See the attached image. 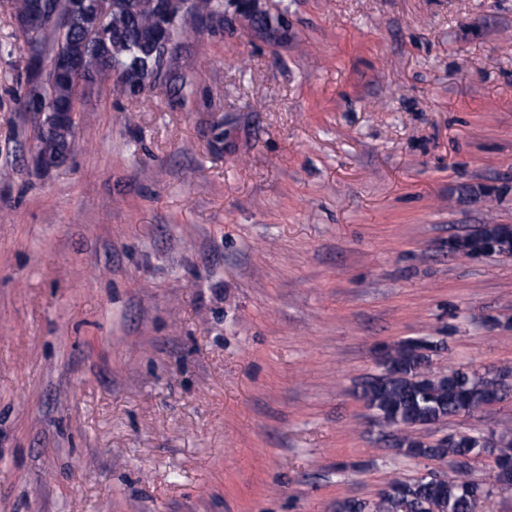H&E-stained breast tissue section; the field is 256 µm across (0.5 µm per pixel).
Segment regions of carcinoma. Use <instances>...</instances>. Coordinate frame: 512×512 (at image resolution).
Returning <instances> with one entry per match:
<instances>
[{"label": "carcinoma", "instance_id": "cac0c4a2", "mask_svg": "<svg viewBox=\"0 0 512 512\" xmlns=\"http://www.w3.org/2000/svg\"><path fill=\"white\" fill-rule=\"evenodd\" d=\"M86 8H75V0H14L15 16L34 17L24 33L28 44L52 63L49 70L27 76L28 90L20 99L22 111L38 125L39 159L61 161L67 157L74 136L75 120L59 117L77 111L79 84L94 83L110 76L119 66L130 78L115 80L118 89L138 97L145 85L162 73L177 80L175 68H165L161 48L174 47L196 33L187 24L194 14L212 17L224 14L225 0H195L194 11L184 0H110V27L92 45L84 40L94 16V0H80ZM499 237L504 248L497 255L512 253V232L501 224H489L482 234L459 243L454 253L471 255L485 239ZM438 343L411 338L383 349L381 372L365 377L358 385L360 398L384 428L401 432L395 451L408 459L449 460L453 467L445 475L416 479L392 478L375 501L343 499L336 512H473L476 503L501 490L502 475L512 474V436L479 439L460 434L457 439L428 441L417 431L460 413L484 408L496 392L476 372L459 370L435 375L429 369ZM487 451L495 456L496 469L486 481L469 477L473 457Z\"/></svg>", "mask_w": 512, "mask_h": 512}]
</instances>
